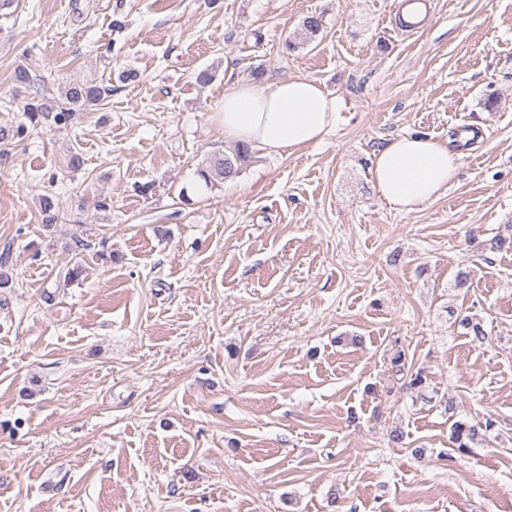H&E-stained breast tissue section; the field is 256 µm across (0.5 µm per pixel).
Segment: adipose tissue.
I'll return each instance as SVG.
<instances>
[{"instance_id": "adipose-tissue-1", "label": "adipose tissue", "mask_w": 512, "mask_h": 512, "mask_svg": "<svg viewBox=\"0 0 512 512\" xmlns=\"http://www.w3.org/2000/svg\"><path fill=\"white\" fill-rule=\"evenodd\" d=\"M341 109L340 99L318 82L291 77L272 85L235 83L225 91L216 117L226 140L279 155L323 141L336 128ZM457 173L446 143L410 134L375 153L372 179L390 208L409 214L435 201Z\"/></svg>"}]
</instances>
